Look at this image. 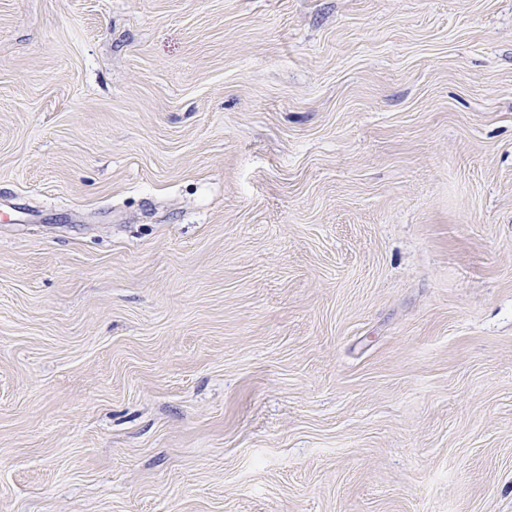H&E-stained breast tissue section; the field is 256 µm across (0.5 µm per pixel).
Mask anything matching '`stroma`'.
I'll use <instances>...</instances> for the list:
<instances>
[{"label":"stroma","mask_w":512,"mask_h":512,"mask_svg":"<svg viewBox=\"0 0 512 512\" xmlns=\"http://www.w3.org/2000/svg\"><path fill=\"white\" fill-rule=\"evenodd\" d=\"M0 512H512V0H0Z\"/></svg>","instance_id":"obj_1"}]
</instances>
